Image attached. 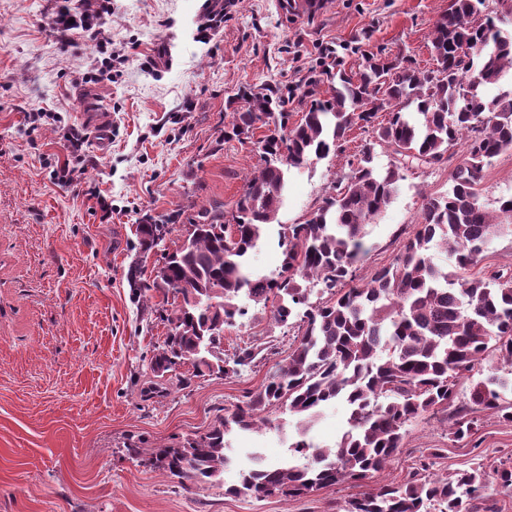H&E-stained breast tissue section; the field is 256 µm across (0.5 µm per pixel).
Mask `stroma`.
<instances>
[{
    "label": "stroma",
    "instance_id": "obj_1",
    "mask_svg": "<svg viewBox=\"0 0 512 512\" xmlns=\"http://www.w3.org/2000/svg\"><path fill=\"white\" fill-rule=\"evenodd\" d=\"M205 0H105L98 25L53 31L57 13L88 0H0V512H336L352 496L405 480L436 448L439 474L492 470L512 458V423L479 412L470 441L455 442L442 416L408 427L405 446L381 473L301 499L230 498L220 486H175L141 465L124 444L153 445L205 432L218 408L258 387L288 354L289 340L261 309L224 331V352L262 346L251 369L196 378L158 403L141 401L151 350L167 329L140 310L126 280L141 259L135 229L144 215L174 214L167 244L188 217L213 204L232 208L262 166L248 143L224 138L227 99L241 86L291 90L290 122L301 118L306 80L331 45L346 69L366 56L409 55L436 68L427 41L449 0H224L214 29ZM109 78L96 80L98 70ZM44 114L40 122L30 110ZM106 126L108 135L98 132ZM88 135L81 150L72 128ZM366 138L352 129L342 153L291 171L282 224H299L328 194ZM68 164L71 184L58 183ZM452 164L407 173L397 196L366 228L359 278L389 263L418 223L427 194L446 193ZM483 200L512 196V151L485 170ZM294 421L235 437L233 452L288 453Z\"/></svg>",
    "mask_w": 512,
    "mask_h": 512
}]
</instances>
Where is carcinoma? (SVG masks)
Returning a JSON list of instances; mask_svg holds the SVG:
<instances>
[{
	"instance_id": "1",
	"label": "carcinoma",
	"mask_w": 512,
	"mask_h": 512,
	"mask_svg": "<svg viewBox=\"0 0 512 512\" xmlns=\"http://www.w3.org/2000/svg\"><path fill=\"white\" fill-rule=\"evenodd\" d=\"M498 2L450 0L429 37L440 79L406 56L371 55L355 75L333 61L310 80L305 111L291 127L280 90L248 86L233 95L224 138L250 140L259 123L275 129L255 142L263 166L231 215L222 206L199 210L173 249L159 232L171 234L175 217L138 225L139 249L160 251L163 275L147 280L134 260L127 282L140 308L167 327L152 350L155 380L140 389V398L167 397L166 376L184 366L191 373L177 377L181 386L249 368L262 349L224 355V326L248 314L238 303L242 296L270 309L293 341L260 386L222 408L206 433L152 448L140 439L125 443L142 464L185 489L221 483L229 463L226 436L267 428L284 408L299 417L291 448L305 462L244 469L224 495L288 499L381 472L403 447L406 427L424 416L452 411L457 441L478 430L477 412L492 410L512 422V270L473 272L494 237L512 235V198L500 199L494 212L482 202L485 168L512 151V94L462 96L469 71L481 74L485 87L512 68V36L495 24ZM464 41L473 48L465 57L459 54ZM323 82L329 96L320 98L314 87ZM383 111L384 123L378 121ZM355 126L373 138L347 160L348 171L303 223L280 225V270L248 271V255L277 219L286 173L343 151ZM378 147L392 156L384 169L374 165ZM455 155L448 192L424 196L421 219L394 261L357 283L356 266L368 253L365 226L389 205L405 172ZM435 246L448 253L449 266L432 263ZM156 293L172 296L170 308L151 303ZM314 293L324 299L311 301ZM465 374L469 398L461 401L455 380ZM337 399L349 407L348 428L335 446L317 447L307 433L319 409ZM436 457L429 453L402 483L353 497L339 512H499L495 495L512 489L511 465L440 477L429 472Z\"/></svg>"
}]
</instances>
